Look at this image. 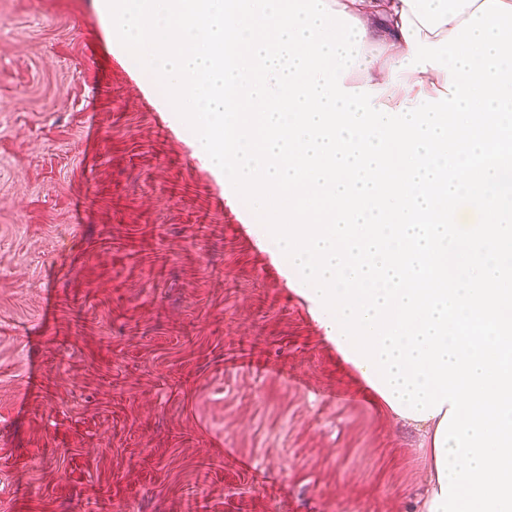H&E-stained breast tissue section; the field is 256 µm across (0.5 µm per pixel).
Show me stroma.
<instances>
[{"label":"stroma","mask_w":512,"mask_h":512,"mask_svg":"<svg viewBox=\"0 0 512 512\" xmlns=\"http://www.w3.org/2000/svg\"><path fill=\"white\" fill-rule=\"evenodd\" d=\"M196 140L101 0H0V512H413L417 433Z\"/></svg>","instance_id":"1"}]
</instances>
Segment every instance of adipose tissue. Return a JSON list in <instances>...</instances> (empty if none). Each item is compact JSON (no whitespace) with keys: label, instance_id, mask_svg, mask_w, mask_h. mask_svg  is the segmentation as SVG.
Listing matches in <instances>:
<instances>
[{"label":"adipose tissue","instance_id":"1","mask_svg":"<svg viewBox=\"0 0 512 512\" xmlns=\"http://www.w3.org/2000/svg\"><path fill=\"white\" fill-rule=\"evenodd\" d=\"M332 9L345 11L361 21L366 34L357 64L343 80L344 86H366L379 90L378 100L389 108L415 106L419 95L436 96L445 85L446 74L418 72L400 67L411 49L402 33L403 19L416 22L422 41L439 42L485 0H325Z\"/></svg>","mask_w":512,"mask_h":512}]
</instances>
